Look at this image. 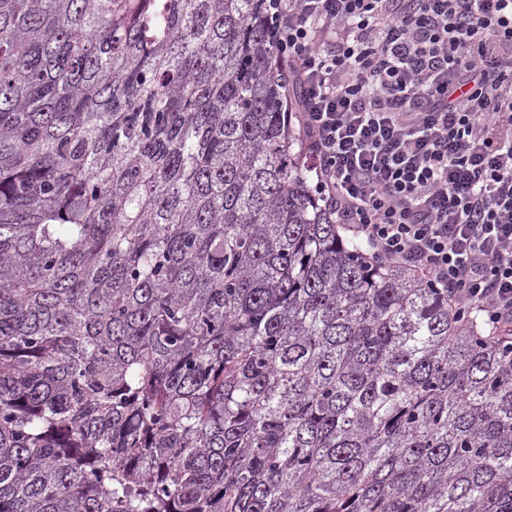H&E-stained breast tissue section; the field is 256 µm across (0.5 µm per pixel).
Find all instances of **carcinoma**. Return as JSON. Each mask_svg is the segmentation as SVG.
I'll return each instance as SVG.
<instances>
[{"mask_svg": "<svg viewBox=\"0 0 512 512\" xmlns=\"http://www.w3.org/2000/svg\"><path fill=\"white\" fill-rule=\"evenodd\" d=\"M264 0H0V512H512V342L320 204Z\"/></svg>", "mask_w": 512, "mask_h": 512, "instance_id": "obj_1", "label": "carcinoma"}]
</instances>
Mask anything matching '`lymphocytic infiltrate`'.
Returning <instances> with one entry per match:
<instances>
[{"instance_id":"lymphocytic-infiltrate-1","label":"lymphocytic infiltrate","mask_w":512,"mask_h":512,"mask_svg":"<svg viewBox=\"0 0 512 512\" xmlns=\"http://www.w3.org/2000/svg\"><path fill=\"white\" fill-rule=\"evenodd\" d=\"M316 190L373 259L512 324V0H265Z\"/></svg>"}]
</instances>
